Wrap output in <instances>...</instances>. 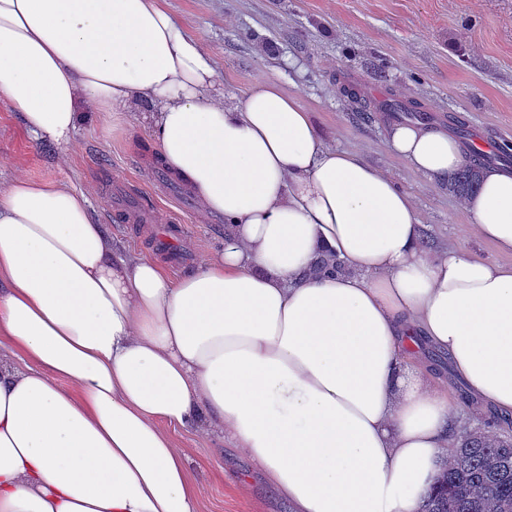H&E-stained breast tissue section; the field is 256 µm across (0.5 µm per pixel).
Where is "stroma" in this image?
I'll return each mask as SVG.
<instances>
[{"label": "stroma", "instance_id": "1", "mask_svg": "<svg viewBox=\"0 0 512 512\" xmlns=\"http://www.w3.org/2000/svg\"><path fill=\"white\" fill-rule=\"evenodd\" d=\"M210 55L225 95L260 79L278 82L311 112L329 147L359 151L413 198L430 249L462 248L512 263L477 235L458 197L386 148L396 115L358 117L342 94L358 85L421 104L428 126L447 127L470 151L512 142V0H165ZM157 146L138 105L88 110L71 143L31 139L19 112L0 104V188L14 176L54 180L90 192L98 223L124 254L192 270L217 250L224 220L155 161ZM135 201L147 221L123 224L111 205ZM168 432L203 488L200 512H289L264 476L223 436L172 426Z\"/></svg>", "mask_w": 512, "mask_h": 512}]
</instances>
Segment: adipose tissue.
Returning a JSON list of instances; mask_svg holds the SVG:
<instances>
[{
  "label": "adipose tissue",
  "mask_w": 512,
  "mask_h": 512,
  "mask_svg": "<svg viewBox=\"0 0 512 512\" xmlns=\"http://www.w3.org/2000/svg\"><path fill=\"white\" fill-rule=\"evenodd\" d=\"M215 85L161 0H0V102L30 137L149 102L160 163L224 218L175 278L122 256L87 191L0 190V512H198L168 424L229 437L290 512H420L456 427L429 350L512 417V264L430 252L411 195L275 81ZM386 140L434 180L466 160L444 128ZM463 208L512 254V168ZM324 256L341 271L312 274Z\"/></svg>",
  "instance_id": "1"
}]
</instances>
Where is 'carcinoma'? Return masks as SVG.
<instances>
[{
  "label": "carcinoma",
  "instance_id": "cac0c4a2",
  "mask_svg": "<svg viewBox=\"0 0 512 512\" xmlns=\"http://www.w3.org/2000/svg\"><path fill=\"white\" fill-rule=\"evenodd\" d=\"M386 112H421L416 103L396 99L379 104ZM480 159L468 163L448 179V192L459 198L480 186ZM421 512H512V435L465 431L451 448L441 476L425 495Z\"/></svg>",
  "mask_w": 512,
  "mask_h": 512
}]
</instances>
